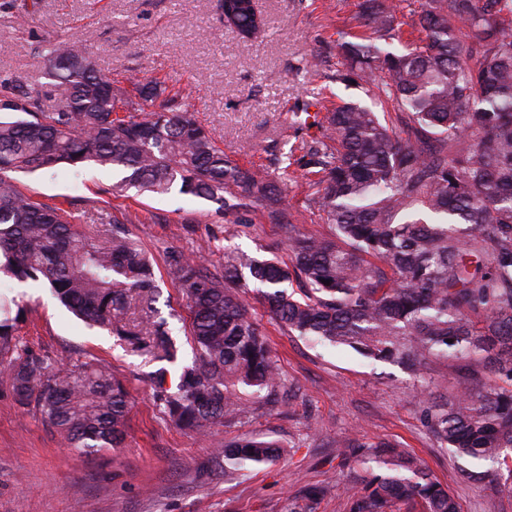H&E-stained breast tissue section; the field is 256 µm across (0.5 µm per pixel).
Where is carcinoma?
I'll return each instance as SVG.
<instances>
[{
    "label": "carcinoma",
    "mask_w": 512,
    "mask_h": 512,
    "mask_svg": "<svg viewBox=\"0 0 512 512\" xmlns=\"http://www.w3.org/2000/svg\"><path fill=\"white\" fill-rule=\"evenodd\" d=\"M404 2L362 0L365 33L340 44L336 74L392 110L344 102L301 147L302 177H316L312 203L330 237L300 233L288 215L281 184L295 149L277 170L245 167L160 83L131 75L123 86L94 67L83 44L45 42L44 75L64 89L62 107H45V85L26 74L0 79V279L44 283L87 324L173 363L178 346L155 307L153 264L124 228L132 220H112L100 244L79 229L75 211L23 193L21 177L93 163L123 171L119 186L141 194L176 190L214 202L235 224L259 211L288 225L291 264L229 250L212 273L169 256L195 352L174 387L164 388L165 373L154 377L167 418L204 432L241 412L237 389L275 387L276 361L238 292L253 281L265 288L269 315L300 336L406 362L418 376L434 359L459 363L454 394L429 402L427 424L471 464L467 480L484 479L488 464L512 492V0H421L408 23L418 36L391 50L383 41L402 26ZM219 7L242 31L266 25L251 0ZM134 300L147 309L137 323L128 319ZM20 315L0 306V381L68 447H121L124 384L101 364L55 368L21 348ZM280 448L246 438L218 452L230 475L275 461ZM341 456L361 465L346 483L347 512H459L404 448L357 439ZM327 494L306 490L295 512H316Z\"/></svg>",
    "instance_id": "carcinoma-1"
}]
</instances>
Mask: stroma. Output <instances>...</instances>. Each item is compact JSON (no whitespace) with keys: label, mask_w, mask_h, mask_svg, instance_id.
Here are the masks:
<instances>
[{"label":"stroma","mask_w":512,"mask_h":512,"mask_svg":"<svg viewBox=\"0 0 512 512\" xmlns=\"http://www.w3.org/2000/svg\"><path fill=\"white\" fill-rule=\"evenodd\" d=\"M0 9V74L41 79L36 50L72 37L113 80L139 73L179 92L214 142L244 164L272 166L281 150L318 137L314 116L363 88L337 80L339 46L360 28L357 0H256L267 19L250 40L225 28L217 0H10ZM121 172L92 165L24 178V191L46 202L73 203L80 227L102 238L107 221L133 215L130 240L151 255L181 360L193 357L189 317L167 272L176 251L222 267L224 252L289 258L284 225L232 224L216 204L192 196L113 192ZM302 181L289 182L288 209L299 231L327 236ZM23 315L20 342L60 363L98 360L124 383L129 426L122 447L84 453L64 445L34 407H20L0 383V512H288L305 488L331 492L317 512H345L346 482L337 445L358 438L390 441L412 454L457 500L461 512H512V496L463 481L453 453L424 421L416 379L399 363L372 362L343 346L288 332L271 319L256 291L242 290L277 360L280 380L269 399L243 392L246 412L199 435L160 413L150 376L175 374L119 337L87 327L48 288L9 286ZM265 436L282 444L279 460L224 473L218 443Z\"/></svg>","instance_id":"obj_1"}]
</instances>
